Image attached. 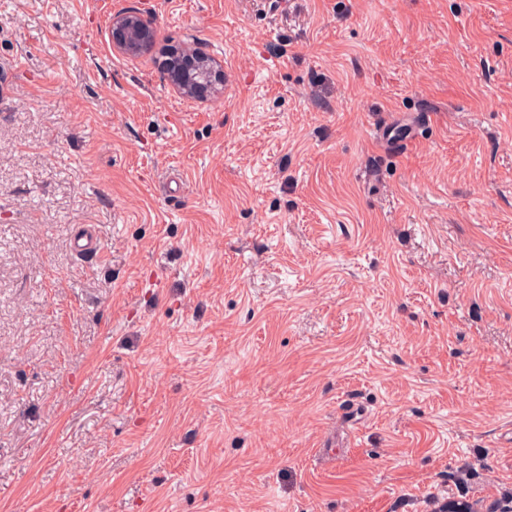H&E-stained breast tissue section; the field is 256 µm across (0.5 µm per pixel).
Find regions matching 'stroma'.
<instances>
[{
	"label": "stroma",
	"mask_w": 512,
	"mask_h": 512,
	"mask_svg": "<svg viewBox=\"0 0 512 512\" xmlns=\"http://www.w3.org/2000/svg\"><path fill=\"white\" fill-rule=\"evenodd\" d=\"M460 495H512V0H0V512ZM157 31L151 19L139 13H119L112 18V44L124 54H146L156 44ZM186 56H175L170 63L168 74L173 87L188 99H194L201 93L223 86L224 72L211 63L203 55L188 50H181Z\"/></svg>",
	"instance_id": "obj_1"
}]
</instances>
